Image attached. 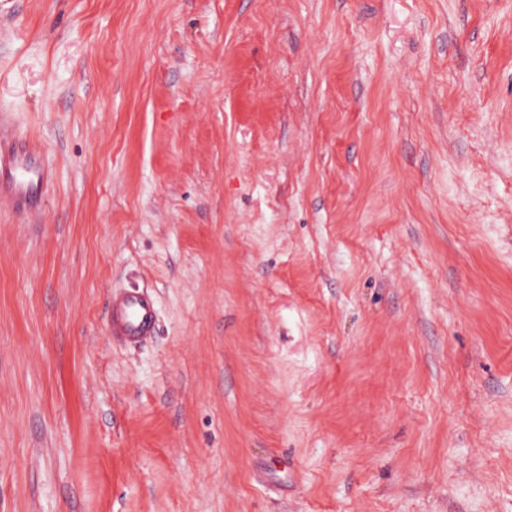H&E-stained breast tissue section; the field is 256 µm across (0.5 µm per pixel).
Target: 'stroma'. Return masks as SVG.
Instances as JSON below:
<instances>
[{
	"mask_svg": "<svg viewBox=\"0 0 512 512\" xmlns=\"http://www.w3.org/2000/svg\"><path fill=\"white\" fill-rule=\"evenodd\" d=\"M0 135V512H512V0H0ZM49 170L41 154L23 144L0 140V200L22 214L31 210L48 182ZM156 327L152 299L138 290L112 295V335L129 344L151 336Z\"/></svg>",
	"mask_w": 512,
	"mask_h": 512,
	"instance_id": "obj_1",
	"label": "stroma"
}]
</instances>
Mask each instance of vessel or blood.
Instances as JSON below:
<instances>
[{"label": "vessel or blood", "instance_id": "vessel-or-blood-1", "mask_svg": "<svg viewBox=\"0 0 512 512\" xmlns=\"http://www.w3.org/2000/svg\"><path fill=\"white\" fill-rule=\"evenodd\" d=\"M49 170L41 155L23 144L0 141V200L9 201L19 213H27L40 198ZM156 310L152 299L133 290L112 297V334L129 344L153 334Z\"/></svg>", "mask_w": 512, "mask_h": 512}]
</instances>
